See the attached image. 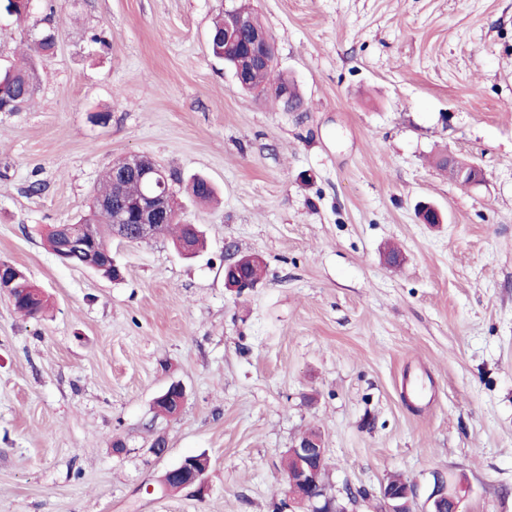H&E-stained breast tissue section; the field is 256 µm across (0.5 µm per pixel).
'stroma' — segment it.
<instances>
[{
  "instance_id": "1",
  "label": "stroma",
  "mask_w": 512,
  "mask_h": 512,
  "mask_svg": "<svg viewBox=\"0 0 512 512\" xmlns=\"http://www.w3.org/2000/svg\"><path fill=\"white\" fill-rule=\"evenodd\" d=\"M249 2L299 111L210 53L232 0L0 14L1 68L59 32L32 106L0 112V262L51 301L36 320L0 294V512H274L311 428L347 512H388L394 475L425 504L439 474L464 477L463 512H512V0ZM442 151L484 183L436 168ZM134 154L215 184L218 202L181 201L206 249L113 243L119 280L59 263L48 230ZM229 245L264 266L241 295ZM173 382L182 410L155 415ZM200 453L203 494L161 490ZM185 398L186 391L184 386L179 382H175L170 384L158 397L155 398L154 407L157 410V412L164 416H173L177 414ZM162 401H165L167 403L174 401L176 408L173 411L167 413L166 411L158 407L159 403H161Z\"/></svg>"
}]
</instances>
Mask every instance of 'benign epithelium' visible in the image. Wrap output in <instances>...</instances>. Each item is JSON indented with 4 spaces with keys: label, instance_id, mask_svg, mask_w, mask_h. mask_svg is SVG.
<instances>
[{
    "label": "benign epithelium",
    "instance_id": "7a95c632",
    "mask_svg": "<svg viewBox=\"0 0 512 512\" xmlns=\"http://www.w3.org/2000/svg\"><path fill=\"white\" fill-rule=\"evenodd\" d=\"M225 15L233 20V24L224 27V42L242 44L244 56L255 66L265 65L275 58L273 41L265 33L253 32L243 27V18L236 10L229 9ZM114 174L124 179L129 176L138 177L149 182L164 181L165 177L159 166L138 156L125 158L113 164ZM139 238L142 241L151 239L157 226L166 224L174 215L168 209L167 193L158 191L140 202L136 211ZM227 257L224 263L225 286L236 291H242L244 282L240 279L239 270L253 261L251 256H239L232 247L226 248ZM186 398L184 386L175 382L170 384L154 400L157 412L162 415H175L177 411L166 412L159 408V403L174 402L181 407ZM327 448L321 435L309 436L295 443L288 452L286 469L289 512H345V509L335 504V499L328 495L327 489L317 488V475L326 460ZM208 465L202 460L187 456L180 463L168 469L161 478V487L168 491L175 484L178 489H192L201 492L207 483L206 472ZM383 498L387 501L390 512H414L416 507V492L412 484L403 482L400 486L385 484L382 486ZM462 497L448 486L445 476L435 477L431 493L427 498L425 512H440L441 506L448 505V512H459Z\"/></svg>",
    "mask_w": 512,
    "mask_h": 512
}]
</instances>
